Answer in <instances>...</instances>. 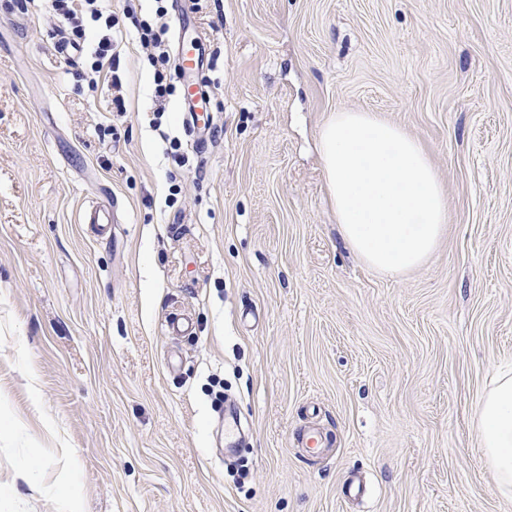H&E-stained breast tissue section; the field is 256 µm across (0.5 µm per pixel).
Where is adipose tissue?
<instances>
[{"label": "adipose tissue", "mask_w": 512, "mask_h": 512, "mask_svg": "<svg viewBox=\"0 0 512 512\" xmlns=\"http://www.w3.org/2000/svg\"><path fill=\"white\" fill-rule=\"evenodd\" d=\"M475 429L502 495L512 494V372L501 373L483 395Z\"/></svg>", "instance_id": "ef3b65f1"}]
</instances>
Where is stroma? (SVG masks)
I'll list each match as a JSON object with an SVG mask.
<instances>
[{
	"mask_svg": "<svg viewBox=\"0 0 512 512\" xmlns=\"http://www.w3.org/2000/svg\"><path fill=\"white\" fill-rule=\"evenodd\" d=\"M108 5L121 112L0 0V512H70L65 471L79 512H512L473 424L512 369V0H187L166 38L201 40L205 131L178 80L152 125L124 10L154 0ZM339 110L427 151L448 223L423 266L346 246L318 151Z\"/></svg>",
	"mask_w": 512,
	"mask_h": 512,
	"instance_id": "1",
	"label": "stroma"
}]
</instances>
